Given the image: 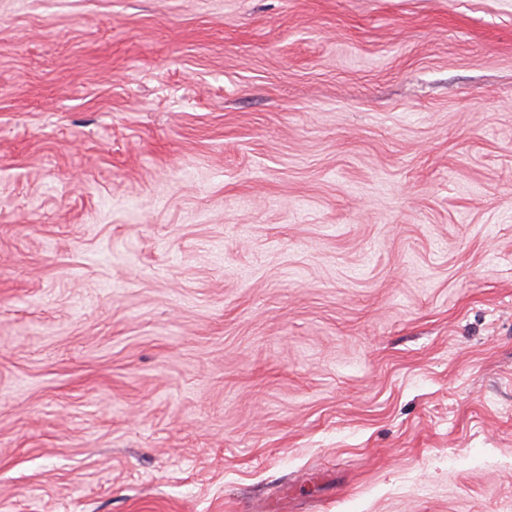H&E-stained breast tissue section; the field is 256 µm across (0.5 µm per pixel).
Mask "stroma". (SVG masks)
Wrapping results in <instances>:
<instances>
[{
    "mask_svg": "<svg viewBox=\"0 0 512 512\" xmlns=\"http://www.w3.org/2000/svg\"><path fill=\"white\" fill-rule=\"evenodd\" d=\"M0 512H512V0H0Z\"/></svg>",
    "mask_w": 512,
    "mask_h": 512,
    "instance_id": "obj_1",
    "label": "stroma"
}]
</instances>
